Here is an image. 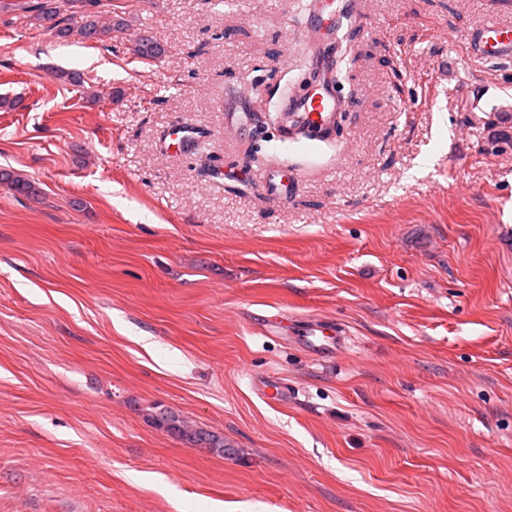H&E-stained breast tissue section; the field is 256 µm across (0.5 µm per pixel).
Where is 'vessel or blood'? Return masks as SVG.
<instances>
[{
    "mask_svg": "<svg viewBox=\"0 0 512 512\" xmlns=\"http://www.w3.org/2000/svg\"><path fill=\"white\" fill-rule=\"evenodd\" d=\"M308 10L316 19H327L333 34H340L351 24L347 6L336 5L335 0H309ZM468 56L479 62L512 60V23L493 22L464 35ZM288 110L310 139L323 137L334 124L338 102L325 81L311 83L304 91L289 93ZM303 342L320 358L328 357L338 349L342 331L338 325L310 321L299 326ZM256 392L264 398L287 402L288 390L277 378L267 376L254 379Z\"/></svg>",
    "mask_w": 512,
    "mask_h": 512,
    "instance_id": "b4317fda",
    "label": "vessel or blood"
}]
</instances>
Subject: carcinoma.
Wrapping results in <instances>:
<instances>
[{"label":"carcinoma","instance_id":"carcinoma-1","mask_svg":"<svg viewBox=\"0 0 512 512\" xmlns=\"http://www.w3.org/2000/svg\"><path fill=\"white\" fill-rule=\"evenodd\" d=\"M30 11L33 20L44 31L65 38L77 36L82 40L103 42L112 34V28L128 26L125 17L112 14L109 0H39ZM75 13L82 15V24L77 28L69 25ZM137 52L145 59H156L162 56L164 48L151 38H143L138 43ZM0 183L21 194L32 192L30 183L7 171H0Z\"/></svg>","mask_w":512,"mask_h":512}]
</instances>
